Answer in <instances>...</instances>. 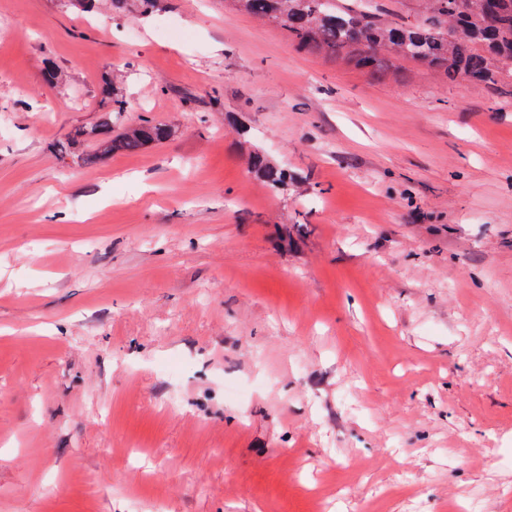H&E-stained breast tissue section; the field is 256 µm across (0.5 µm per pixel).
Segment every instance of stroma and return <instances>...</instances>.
<instances>
[{
  "label": "stroma",
  "instance_id": "obj_1",
  "mask_svg": "<svg viewBox=\"0 0 512 512\" xmlns=\"http://www.w3.org/2000/svg\"><path fill=\"white\" fill-rule=\"evenodd\" d=\"M114 13L0 0V512H512V97L224 0ZM130 64L127 119L181 136L44 151ZM217 91L311 195L250 178Z\"/></svg>",
  "mask_w": 512,
  "mask_h": 512
}]
</instances>
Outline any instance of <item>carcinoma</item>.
I'll return each mask as SVG.
<instances>
[{"mask_svg":"<svg viewBox=\"0 0 512 512\" xmlns=\"http://www.w3.org/2000/svg\"><path fill=\"white\" fill-rule=\"evenodd\" d=\"M105 0H64L71 14L92 16ZM235 8L277 24L299 50L316 49L372 72L391 59L410 60L435 78L512 95V0H404L413 19L393 17L391 0H233ZM52 86L69 82L68 71L54 59L44 62ZM128 75L104 68L93 89L98 117L71 127L45 150L68 165L95 168L115 156L146 153L181 133L170 120L143 116L123 122ZM225 120L248 147V172L274 196L307 195L303 173L283 164L256 139L248 113L224 112Z\"/></svg>","mask_w":512,"mask_h":512,"instance_id":"cac0c4a2","label":"carcinoma"}]
</instances>
